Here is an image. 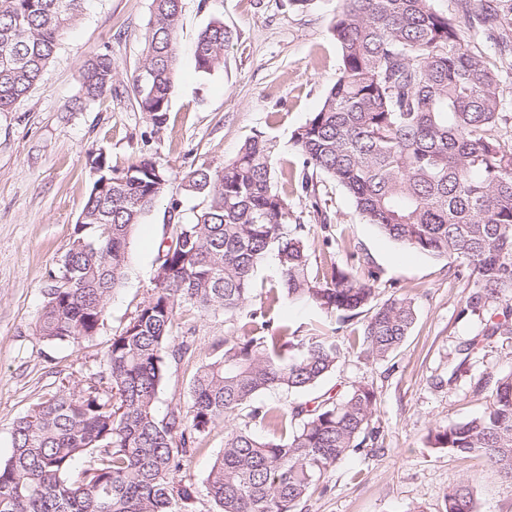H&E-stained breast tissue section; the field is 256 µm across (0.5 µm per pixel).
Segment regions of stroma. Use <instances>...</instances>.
Here are the masks:
<instances>
[{"label": "stroma", "mask_w": 512, "mask_h": 512, "mask_svg": "<svg viewBox=\"0 0 512 512\" xmlns=\"http://www.w3.org/2000/svg\"><path fill=\"white\" fill-rule=\"evenodd\" d=\"M495 27L467 31L466 44L489 52L500 79L505 111L512 113V0H486ZM336 0H183L176 33L175 89L168 120L157 127L140 112L132 83L143 64L152 0H88L80 20L61 38L41 81L12 111L0 112V457L11 450L14 423L45 393L105 371V353L138 306L152 294L158 250L176 225L190 221L200 197L183 177L200 165L223 167L246 140L262 136L273 146L277 188L298 223L306 227L312 263L337 266L355 278L377 273L376 301L413 298L417 319L400 351L386 360L347 346L335 371L299 394L268 392L265 403L283 408L347 394L360 383L374 390L372 421L379 435L331 467L298 512H444V495L456 478L474 476L477 512H512V482L477 455L430 447V429L482 412L479 379L512 360V340L485 342L461 378L448 383L456 347L480 328L476 316L459 317L468 294L444 259L410 252L365 223L348 195L324 173L304 171L294 132L335 84L340 53L329 31ZM233 32L222 68L199 71L194 46L209 22ZM112 59L113 91L76 106L80 75L94 55ZM102 150L112 165L150 160L167 173L163 195L137 224L129 262L113 290L103 322L80 344L47 342L34 324L44 302L48 274L69 248L89 193V153ZM179 209H172V202ZM289 329L336 330L339 340L358 334L357 315L345 325L308 306L273 313ZM239 320L223 313L183 308L174 333L195 339V351L170 360L157 398L159 413L188 403L194 373L214 358ZM238 414L217 423L192 455L185 473L203 486L224 449V435L243 425Z\"/></svg>", "instance_id": "1"}]
</instances>
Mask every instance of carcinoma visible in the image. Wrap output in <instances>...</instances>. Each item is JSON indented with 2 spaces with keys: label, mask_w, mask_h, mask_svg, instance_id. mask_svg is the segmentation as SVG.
<instances>
[{
  "label": "carcinoma",
  "mask_w": 512,
  "mask_h": 512,
  "mask_svg": "<svg viewBox=\"0 0 512 512\" xmlns=\"http://www.w3.org/2000/svg\"><path fill=\"white\" fill-rule=\"evenodd\" d=\"M86 0H0V112L41 79L64 32ZM182 0H152L146 55L133 80L137 104L157 127L167 122L174 92L176 30ZM340 75L319 109L293 135L311 166L348 193L366 223L402 247L446 259L470 285L459 316L482 317L480 331L459 346L448 370L456 382L476 346L512 336V143L498 135L499 80L489 57L464 44L460 18L431 0H337L330 23ZM233 39L221 21L197 39L199 71L224 66ZM112 59L99 54L81 72L83 99L112 91ZM273 146L248 139L222 168L185 174L203 197L191 222L175 228L162 251L148 300L106 352V375L46 393L19 418L8 457L0 458V512H192L198 489L176 476L217 422L247 408L249 421L224 436V450L204 483L215 512H296L327 471L367 440L376 395L358 384L340 398L287 411L251 403L272 390L314 386L336 368L335 335L292 332L267 319L285 301L344 321L369 313L353 342L384 360L416 320L413 299L374 302V288L336 266L319 276L305 225L289 223L275 189ZM74 238L48 276L36 331L49 342L92 338L122 282L129 238L164 193L165 171L143 160L119 170L99 152ZM274 253L278 287L247 313L241 334L192 377L187 408L156 413L177 312L238 314L253 297L256 272ZM67 282H62V279ZM489 394L479 415L429 433L433 448L475 454L512 479V367L481 379ZM268 431L257 435L252 427ZM474 477L448 485L445 512H476Z\"/></svg>",
  "instance_id": "obj_1"
}]
</instances>
